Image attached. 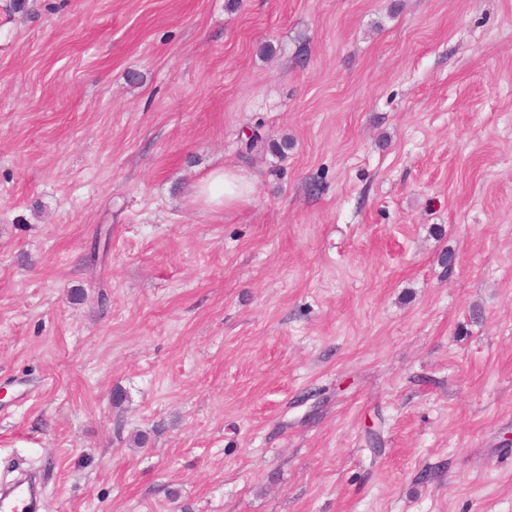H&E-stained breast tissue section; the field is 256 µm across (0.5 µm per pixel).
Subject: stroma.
<instances>
[{
    "label": "stroma",
    "instance_id": "1",
    "mask_svg": "<svg viewBox=\"0 0 512 512\" xmlns=\"http://www.w3.org/2000/svg\"><path fill=\"white\" fill-rule=\"evenodd\" d=\"M508 113L512 0H0V480L512 512ZM254 187L234 170L224 167L207 173L197 183L194 201L210 209H231L250 202Z\"/></svg>",
    "mask_w": 512,
    "mask_h": 512
}]
</instances>
